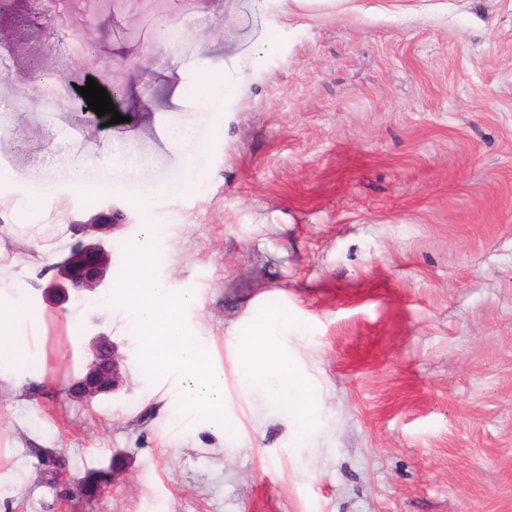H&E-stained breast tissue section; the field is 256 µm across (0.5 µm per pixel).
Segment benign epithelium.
<instances>
[{
    "label": "benign epithelium",
    "mask_w": 512,
    "mask_h": 512,
    "mask_svg": "<svg viewBox=\"0 0 512 512\" xmlns=\"http://www.w3.org/2000/svg\"><path fill=\"white\" fill-rule=\"evenodd\" d=\"M71 228L78 234L90 238L72 245L63 262L62 274L70 285L78 290L93 291L100 287L112 262V254L103 241L112 236L115 225L110 222L91 221L86 224H73ZM95 377L79 382V394L87 402L99 395L109 394L115 388L119 376L115 368V354L112 344L99 340L93 346Z\"/></svg>",
    "instance_id": "obj_1"
}]
</instances>
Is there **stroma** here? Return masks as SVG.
<instances>
[{
	"label": "stroma",
	"mask_w": 512,
	"mask_h": 512,
	"mask_svg": "<svg viewBox=\"0 0 512 512\" xmlns=\"http://www.w3.org/2000/svg\"><path fill=\"white\" fill-rule=\"evenodd\" d=\"M202 57L250 63L218 111ZM91 78L120 89L123 123H88ZM0 102V305L25 303L32 342L0 352V512H512V0H11ZM125 153L159 189L155 274L195 294L185 322L234 431L181 411L180 376L149 377L108 288L49 293L83 209L72 171ZM46 176L60 192L31 207ZM110 207L117 265L144 217ZM269 316L305 434L239 383ZM98 335L123 383L88 406L69 389Z\"/></svg>",
	"instance_id": "1"
}]
</instances>
